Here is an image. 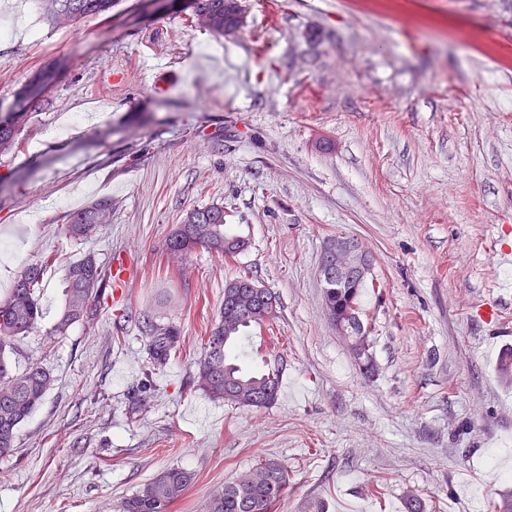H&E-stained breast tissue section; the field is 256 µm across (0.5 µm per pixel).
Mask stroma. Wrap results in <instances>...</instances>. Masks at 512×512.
<instances>
[{
  "mask_svg": "<svg viewBox=\"0 0 512 512\" xmlns=\"http://www.w3.org/2000/svg\"><path fill=\"white\" fill-rule=\"evenodd\" d=\"M0 29V113L34 71L63 67L0 155V297L58 258L14 357L53 384L0 457V512H118L170 467L194 475L170 512H206L266 458L288 469L277 512H404L409 490L424 512H492L512 491V382L490 351L512 349V58L496 50L512 45V0H246L221 39L144 0L73 27L0 0ZM101 197L111 223L70 240L68 214ZM212 203L249 241L239 265L165 249ZM337 234L375 257L370 378L323 305ZM88 252L123 263L127 285L50 335L65 267ZM240 265L280 302L281 392L262 410L196 384ZM145 314L185 336L159 374Z\"/></svg>",
  "mask_w": 512,
  "mask_h": 512,
  "instance_id": "1",
  "label": "stroma"
}]
</instances>
